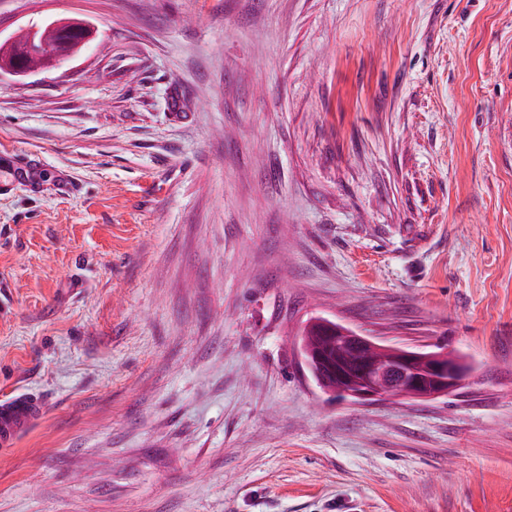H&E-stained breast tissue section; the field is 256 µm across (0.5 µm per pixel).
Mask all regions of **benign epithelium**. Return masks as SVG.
I'll return each instance as SVG.
<instances>
[{"instance_id": "benign-epithelium-1", "label": "benign epithelium", "mask_w": 512, "mask_h": 512, "mask_svg": "<svg viewBox=\"0 0 512 512\" xmlns=\"http://www.w3.org/2000/svg\"><path fill=\"white\" fill-rule=\"evenodd\" d=\"M49 26L59 31L61 39L53 46L31 38L17 46L9 38L0 44V73L24 77L31 73L51 70L73 58L92 36L89 25L75 19L53 20ZM336 332L349 339L352 347L387 350L391 357L371 362L359 373L350 372L335 354L312 353L301 346L310 367H318L315 375L320 385L327 377L336 378V394L355 404L380 400H429L457 390L470 373L462 359L448 353H423L402 348L386 347L338 324Z\"/></svg>"}]
</instances>
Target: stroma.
I'll list each match as a JSON object with an SVG mask.
<instances>
[{
	"label": "stroma",
	"mask_w": 512,
	"mask_h": 512,
	"mask_svg": "<svg viewBox=\"0 0 512 512\" xmlns=\"http://www.w3.org/2000/svg\"><path fill=\"white\" fill-rule=\"evenodd\" d=\"M0 512H512V0H0ZM17 153L30 161L19 168ZM454 352L311 376V319ZM48 27L59 31L61 39L54 46H47L33 37L38 28H32V37L24 46L14 44V36L1 41L0 73L6 72L14 76L24 77L31 73L58 68L73 58L91 38L89 25L75 19L61 18L51 21ZM38 53L43 57L39 67L28 68L24 59L28 54ZM336 333L345 335L352 347L387 350L391 357L371 362L359 373L350 372L336 354L312 353L301 343L305 362L312 367L319 384L336 377V394L355 404L380 400H429L457 390L470 373L468 364L443 352L423 353L377 344L336 323ZM318 367V370L315 369ZM45 413L43 401L34 393H21L0 402V445L7 447Z\"/></svg>",
	"instance_id": "obj_1"
}]
</instances>
